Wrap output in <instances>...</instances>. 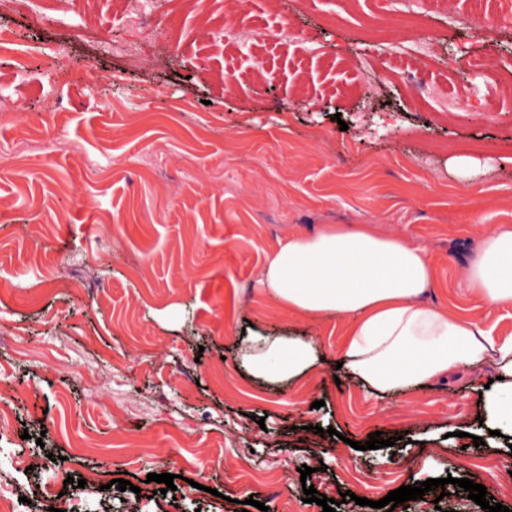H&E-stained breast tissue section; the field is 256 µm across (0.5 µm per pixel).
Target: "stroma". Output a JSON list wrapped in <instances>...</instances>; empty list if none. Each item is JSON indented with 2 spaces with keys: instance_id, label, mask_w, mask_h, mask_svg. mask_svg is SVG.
Instances as JSON below:
<instances>
[{
  "instance_id": "35a3bbf8",
  "label": "stroma",
  "mask_w": 512,
  "mask_h": 512,
  "mask_svg": "<svg viewBox=\"0 0 512 512\" xmlns=\"http://www.w3.org/2000/svg\"><path fill=\"white\" fill-rule=\"evenodd\" d=\"M0 29L17 46L0 52V387L24 393L0 448L42 462L0 463L1 491L29 485L32 512H323L307 483L375 512L449 476L442 506L432 490L394 512H482L461 478L512 510V425L479 399L492 368L369 395L339 377L344 320L257 281L291 235L375 224L430 254L428 302L512 336V309L465 286L512 225V19L469 0L422 20L394 0H0ZM251 325L325 360L255 377ZM376 431L394 447L354 449Z\"/></svg>"
}]
</instances>
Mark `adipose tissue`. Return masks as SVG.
Masks as SVG:
<instances>
[{
    "mask_svg": "<svg viewBox=\"0 0 512 512\" xmlns=\"http://www.w3.org/2000/svg\"><path fill=\"white\" fill-rule=\"evenodd\" d=\"M434 282L426 250L382 234L373 224H326L294 235L270 254L259 284L289 311L349 321L339 349L345 372L382 397L446 377L460 367L491 366L495 384L482 395L487 412L512 423V337L499 339L479 320L425 302ZM469 294L488 310L512 307V226L483 238L466 278ZM246 362L260 378L297 380L322 364L313 337L244 339Z\"/></svg>",
    "mask_w": 512,
    "mask_h": 512,
    "instance_id": "ef3b65f1",
    "label": "adipose tissue"
}]
</instances>
